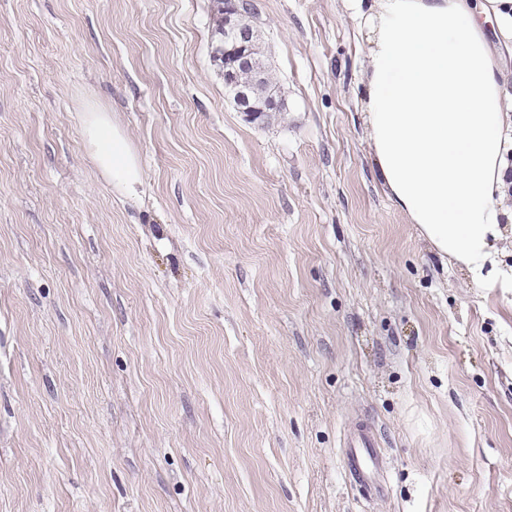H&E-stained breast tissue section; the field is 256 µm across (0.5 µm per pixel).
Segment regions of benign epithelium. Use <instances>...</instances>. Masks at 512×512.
<instances>
[{"mask_svg": "<svg viewBox=\"0 0 512 512\" xmlns=\"http://www.w3.org/2000/svg\"><path fill=\"white\" fill-rule=\"evenodd\" d=\"M224 12V32L220 39L219 55L224 60V87L231 94L239 111L253 121L282 108L281 101L271 92L268 100L254 99L252 84L265 79V69L255 55L261 44L258 29L239 23L240 0H218Z\"/></svg>", "mask_w": 512, "mask_h": 512, "instance_id": "1", "label": "benign epithelium"}]
</instances>
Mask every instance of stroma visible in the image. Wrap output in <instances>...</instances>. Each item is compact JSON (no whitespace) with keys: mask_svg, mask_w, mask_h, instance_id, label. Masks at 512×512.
<instances>
[{"mask_svg":"<svg viewBox=\"0 0 512 512\" xmlns=\"http://www.w3.org/2000/svg\"><path fill=\"white\" fill-rule=\"evenodd\" d=\"M251 2L259 124L214 0H0V512H512V290L381 186L350 0ZM240 2L217 1V5L223 10L218 11V30L224 14V32L218 55L224 60V87L231 94L236 107L251 120L262 121L265 115L278 112L282 103L274 92H270L268 100L264 102L254 99L252 84L265 79V69L255 55L257 46L261 44V35L258 28L239 23ZM84 126L101 170L116 186L134 189L141 180L140 169L125 136L112 126V121L103 112H90ZM346 445L350 448L347 456V467L353 475L360 479L370 490L376 489L372 481L373 471H368L363 465V452L367 454L376 469L380 459V451L377 448V440L370 429H362L350 434L346 439Z\"/></svg>","mask_w":512,"mask_h":512,"instance_id":"obj_1","label":"stroma"}]
</instances>
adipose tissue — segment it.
Listing matches in <instances>:
<instances>
[{"label": "adipose tissue", "instance_id": "ef3b65f1", "mask_svg": "<svg viewBox=\"0 0 512 512\" xmlns=\"http://www.w3.org/2000/svg\"><path fill=\"white\" fill-rule=\"evenodd\" d=\"M361 100L378 175L435 251L480 288H512L498 243L512 222V0H370ZM494 23L501 39L491 42ZM85 135L101 170L131 189L140 169L105 113Z\"/></svg>", "mask_w": 512, "mask_h": 512}]
</instances>
